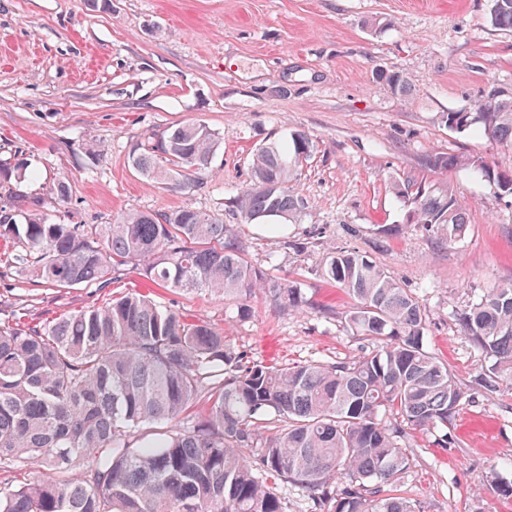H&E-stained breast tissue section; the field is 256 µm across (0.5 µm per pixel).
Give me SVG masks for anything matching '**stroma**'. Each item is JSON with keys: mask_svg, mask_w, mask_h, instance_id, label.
Here are the masks:
<instances>
[{"mask_svg": "<svg viewBox=\"0 0 512 512\" xmlns=\"http://www.w3.org/2000/svg\"><path fill=\"white\" fill-rule=\"evenodd\" d=\"M491 0H0V160L23 150L28 176L16 194L50 219L108 224L121 214L189 208L238 227L250 260L299 282L298 310L156 289L159 301L222 330L249 361H347L371 350L346 321L348 298L317 274L327 246L370 256L418 298L424 347L469 387L491 361L456 316L484 288L512 280V202L469 171L434 170L433 155L512 165V149L449 130L442 112L495 86L512 92V32L487 22ZM384 18L390 25L373 27ZM407 77L400 97L379 71ZM190 122L219 135L204 187L179 190L140 176L136 144ZM292 130L311 157L289 187L302 201L283 237L239 224L226 200L247 187L265 144ZM102 154H94L92 145ZM453 186L470 224L453 246L412 224L393 185L414 178ZM66 181L72 202L50 189ZM392 227L383 238L379 226ZM299 249L288 248V241ZM135 272L106 290L49 288L0 265V324L78 312L143 287ZM448 447L409 431L401 492L416 512H512L484 476L512 477V386L463 400Z\"/></svg>", "mask_w": 512, "mask_h": 512, "instance_id": "obj_1", "label": "stroma"}]
</instances>
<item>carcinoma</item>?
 <instances>
[{"instance_id":"obj_1","label":"carcinoma","mask_w":512,"mask_h":512,"mask_svg":"<svg viewBox=\"0 0 512 512\" xmlns=\"http://www.w3.org/2000/svg\"><path fill=\"white\" fill-rule=\"evenodd\" d=\"M488 23L512 32V0H492ZM376 79L409 93L398 72ZM440 120L512 148V96L496 87ZM217 141L208 126L188 123L134 147L129 162L158 184L189 176L200 187ZM313 149L300 131L259 148L251 184L230 207L247 224L295 220L300 201L288 182ZM428 166L468 169L512 197L509 166L451 154ZM27 170L19 150L0 162V254L24 279L107 288L132 269L163 288L232 298L243 318L260 292L283 309L306 303L300 283L272 279L246 257L219 214L183 208L62 224L31 213L21 224L9 184ZM394 190L410 223L440 244L465 236L467 210L451 188L412 179ZM317 273L351 299L346 320L373 350L336 363L253 364L224 332L138 291L43 325L0 326V471L41 473L0 485V512H284L270 481L315 493L311 512H415L384 490L408 469L405 428L448 432L465 392L424 349L418 298L369 256L329 247ZM458 321L492 360L475 387L512 385V281L484 289ZM386 409L401 423L383 420ZM157 422L166 430L144 431ZM77 460L87 467L74 476Z\"/></svg>"}]
</instances>
